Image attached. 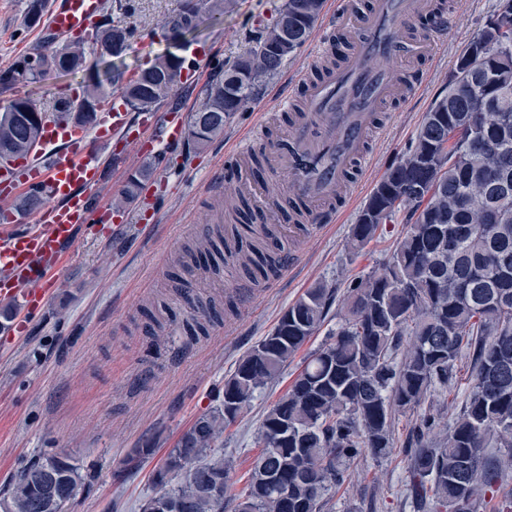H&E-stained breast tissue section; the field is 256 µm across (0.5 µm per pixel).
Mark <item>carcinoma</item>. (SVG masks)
I'll return each instance as SVG.
<instances>
[{
  "label": "carcinoma",
  "instance_id": "cac0c4a2",
  "mask_svg": "<svg viewBox=\"0 0 512 512\" xmlns=\"http://www.w3.org/2000/svg\"><path fill=\"white\" fill-rule=\"evenodd\" d=\"M324 0H283L272 23L222 68L191 113L188 144L200 150L224 135L246 110L261 84L310 38ZM234 0H184L163 27L169 47L133 79L124 57L134 30L123 20L98 23L87 38L17 58L0 73L13 84L50 75L82 74L81 96L49 104L19 97L0 111V158L26 156L38 143L45 115L93 124L102 103L116 95L128 112H151L171 101L188 68V39L205 22L231 11ZM47 0H27L24 20L40 26ZM501 10L467 44L410 150L377 184L352 225L347 249L359 253L381 227L398 215L408 224L382 267L350 279L345 312L329 341L311 354L288 389L265 412L254 435L260 451L244 493L229 495L224 455L215 443L243 409L288 366L323 324L334 295L326 282L309 288L281 315L273 330L238 362L224 380V403L199 416L155 470V494L142 512H330L336 488L350 467L394 448L395 416L419 411L421 442L408 464L407 492L419 512H512V490L503 493L507 472L487 454L489 439L512 456V195L495 193L498 179L512 181V52L500 50ZM151 174L146 164L130 174L120 206L133 202ZM44 201L22 193L13 209L26 214ZM238 220L187 250L176 261L187 274L218 275L232 266L255 285L280 265L281 244L271 227L251 228L250 201L234 205ZM197 315L185 321L188 337L205 332L198 317H217L215 299L195 301ZM475 370L463 404L448 415V432L433 434L442 414L430 404L457 386L458 363ZM149 443L124 461L131 475L154 455ZM91 475L65 452L43 453L24 463L0 512H51L48 490L59 495L89 490Z\"/></svg>",
  "mask_w": 512,
  "mask_h": 512
}]
</instances>
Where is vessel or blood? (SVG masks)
<instances>
[{
	"mask_svg": "<svg viewBox=\"0 0 512 512\" xmlns=\"http://www.w3.org/2000/svg\"><path fill=\"white\" fill-rule=\"evenodd\" d=\"M425 7V0H372L361 11L355 0H337L326 26L341 29L351 41L347 60L324 80L296 77L306 89L309 117L288 130L274 163L294 174L291 189L310 203L312 223L332 222L334 202L347 188L348 172L365 155L382 105L420 84L414 60L425 42L415 37L413 25ZM102 11L103 0H63L52 10L48 29L70 38L86 32ZM394 67L400 73L396 79L390 75ZM126 123L122 107L112 102L90 131L63 128L59 116L50 113L27 158H0L1 202L30 190L48 200L30 223L0 226V302L15 307L10 330L26 329L46 307L47 289L59 280L61 249L79 226L112 218L111 208L91 203L101 184L94 139L112 135L152 157L158 133L171 140L186 129L183 116L175 113L143 116L132 136ZM60 143L65 151H57Z\"/></svg>",
	"mask_w": 512,
	"mask_h": 512,
	"instance_id": "obj_1",
	"label": "vessel or blood"
}]
</instances>
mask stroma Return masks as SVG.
Returning <instances> with one entry per match:
<instances>
[{
  "instance_id": "35a3bbf8",
  "label": "stroma",
  "mask_w": 512,
  "mask_h": 512,
  "mask_svg": "<svg viewBox=\"0 0 512 512\" xmlns=\"http://www.w3.org/2000/svg\"><path fill=\"white\" fill-rule=\"evenodd\" d=\"M127 20L136 29L125 62L136 69L165 51L163 20L180 9L182 0H132ZM282 0H236L230 13L201 26L189 48L206 58L199 81L189 84L174 105L194 112L204 83L219 64L234 60L260 26L271 23ZM498 0H448L450 27L433 51L416 61L423 79L406 97L382 109L368 156L355 171L346 199L333 223L310 224L299 235L283 232L284 252L291 261L276 278L246 285L234 271L220 278L192 277L197 297L233 303L230 311L207 326L199 339H188L183 324L194 314L177 293L169 272L175 258L198 245L208 226L231 221L228 191L241 189L240 179L224 169V153L251 138L263 121L273 135L286 128L281 97L291 78L312 70V50L303 45L285 61L278 75L257 90L249 108L238 113L224 135L206 149L190 150L186 141L163 142L144 192L151 214L145 223H111L78 228L64 250V272L43 313L18 337L0 334V490L21 462L45 451H66L93 480L71 512H140L153 493L156 461L174 447L181 433L224 398V381L238 360L276 325L282 313L320 282L339 293L319 330L298 351L288 368L244 410L217 443L233 467L232 493L248 484L258 450L255 432L267 408L290 386L307 355L324 344L341 318L348 278L378 267L401 237L404 223L386 225L380 239L358 255L345 248L350 227L375 186L412 144L426 112L448 89L459 55L493 14ZM26 0H0V70L19 56L42 46L44 28L24 25ZM79 77L0 83V109L19 96L47 103L60 92L77 88ZM144 162L137 152L121 159L103 158L100 196L112 203L130 173ZM157 311L159 322L146 310ZM415 411L397 414L395 452L386 459L363 457L339 489L332 512H416L406 495L408 457L413 447ZM153 442L152 461L132 476L118 479L123 459Z\"/></svg>"
}]
</instances>
